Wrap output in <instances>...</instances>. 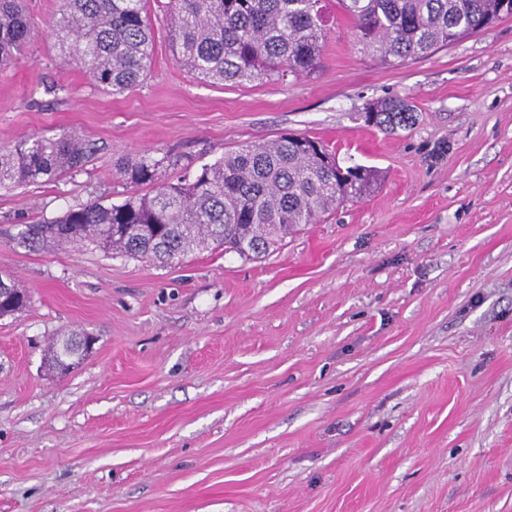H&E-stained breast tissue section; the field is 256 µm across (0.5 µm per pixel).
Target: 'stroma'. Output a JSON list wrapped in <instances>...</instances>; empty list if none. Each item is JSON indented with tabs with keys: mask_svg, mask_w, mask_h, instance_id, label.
<instances>
[{
	"mask_svg": "<svg viewBox=\"0 0 512 512\" xmlns=\"http://www.w3.org/2000/svg\"><path fill=\"white\" fill-rule=\"evenodd\" d=\"M325 5L323 66L298 79L202 82L159 0L133 90L97 88L46 32L0 71V144L65 130L96 147L82 172L0 188V275L32 294L0 317V512H512V17L388 66ZM395 95L413 128L366 125ZM288 133L380 180L262 259L13 240L122 201L120 157L197 170ZM73 331L97 341L51 369ZM89 334H80V333H71L70 336L64 337L53 344L50 347L48 361L55 368L60 369V361L63 355H67L69 357L68 363L70 366L75 364V358L78 360L88 353L89 350L80 349L79 346L76 345L73 336H77V338L82 336H88Z\"/></svg>",
	"mask_w": 512,
	"mask_h": 512,
	"instance_id": "obj_1",
	"label": "stroma"
}]
</instances>
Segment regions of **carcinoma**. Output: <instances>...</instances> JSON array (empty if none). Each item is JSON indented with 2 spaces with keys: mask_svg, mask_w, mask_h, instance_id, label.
<instances>
[{
  "mask_svg": "<svg viewBox=\"0 0 512 512\" xmlns=\"http://www.w3.org/2000/svg\"><path fill=\"white\" fill-rule=\"evenodd\" d=\"M149 0H58L45 20L66 64L80 66L94 85L114 94L137 86L154 54L146 16ZM323 0H167L169 43L175 62L216 85L244 84L303 76L321 66L328 28ZM351 18L357 42L388 65L422 58L512 16V0H336ZM37 27L27 0H0V69L7 68ZM414 106L395 96L365 108V121L388 133L411 129ZM94 146L63 132L0 147V188L49 182L79 173ZM321 142L281 136L227 153L177 182L162 172L181 166L168 153H143L117 161L129 187L118 204L93 201L51 220L23 225L17 245L28 250L92 244L105 251L173 264L203 249L222 248L260 258L303 224L348 200L361 199L378 175L368 166L327 163ZM152 187L149 193L139 188ZM254 244L249 252L240 241ZM5 289L0 316L24 312L26 289L0 278ZM87 350L73 336L54 342L48 361L69 365Z\"/></svg>",
  "mask_w": 512,
  "mask_h": 512,
  "instance_id": "1",
  "label": "carcinoma"
}]
</instances>
